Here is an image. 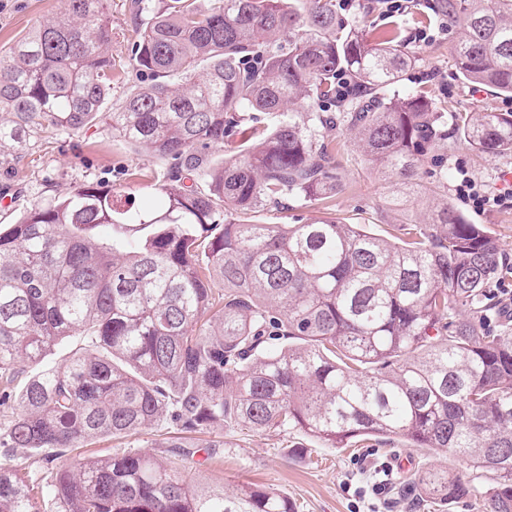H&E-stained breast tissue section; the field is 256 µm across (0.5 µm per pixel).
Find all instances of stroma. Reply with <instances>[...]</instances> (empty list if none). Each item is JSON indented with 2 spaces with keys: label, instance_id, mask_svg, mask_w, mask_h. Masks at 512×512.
<instances>
[{
  "label": "stroma",
  "instance_id": "stroma-1",
  "mask_svg": "<svg viewBox=\"0 0 512 512\" xmlns=\"http://www.w3.org/2000/svg\"><path fill=\"white\" fill-rule=\"evenodd\" d=\"M131 0H110L112 11L111 103L123 99L134 81L132 50L137 40L130 17ZM58 0H0V55L5 54L37 22L55 13ZM348 24L363 27L376 36L380 27L396 24L402 47L412 64L396 91L420 89L439 111L511 112L512 99L485 87L465 84L459 76L453 47L464 34L467 20L457 16L448 30L437 33V17L422 0H412L407 11L393 18L380 16L372 0H354L340 11ZM435 31L433 40L411 42L416 29ZM325 139L339 149L341 189L328 199L289 202L256 214L261 224H307L333 218L346 224H364L387 238L400 236L405 224L426 221L429 202L446 199L471 223L484 225L495 238L501 260L512 262V207L475 211L455 193L458 170H466L484 187L502 185L512 173V155L488 158L458 136L442 141L433 157L425 160L416 182L418 191H407L395 181L380 176L363 152L354 130L340 124L324 130ZM163 165L143 147L133 148L114 137L105 123L96 122L77 131L51 124L31 137L27 146L0 162V224H13L33 201L63 197L85 183L99 181L111 187L115 198L139 206L154 192L153 176ZM145 451L159 460L180 466L193 483L221 487L232 493L243 486L280 490L297 512H489L487 479L470 471L456 455L437 456L403 441L368 448H330L316 438L296 431L253 432L237 424L186 434L171 421L126 436L107 437L80 448L69 449L76 461L121 456ZM384 466L394 487L408 484L417 473L443 467L472 479L475 496L442 506L427 496L412 506L399 505L393 492L379 496L361 494L362 469Z\"/></svg>",
  "mask_w": 512,
  "mask_h": 512
}]
</instances>
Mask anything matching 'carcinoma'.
Wrapping results in <instances>:
<instances>
[{
	"mask_svg": "<svg viewBox=\"0 0 512 512\" xmlns=\"http://www.w3.org/2000/svg\"><path fill=\"white\" fill-rule=\"evenodd\" d=\"M132 83L113 112L109 0H60L0 60V154L48 121L106 119L121 141L166 162L158 203L118 210L88 183L33 202L0 229V447L46 452L51 479L0 464V512H295L288 496L196 486L148 453L72 463L66 449L167 418L184 432L226 423L296 430L331 448L402 438L494 477L492 512H512V332L476 314L499 270L496 242L443 202L393 241L333 218L256 224L290 197L340 188L343 123L383 173L412 179L448 136L423 91L387 96L412 59L388 25L372 44L336 0H132ZM462 14L461 78L512 97V0H438ZM356 91L336 95V77ZM479 153H512V112L451 113ZM235 137L220 163L210 152ZM192 177V185L183 174ZM224 287L216 294L215 284ZM90 344L14 380L69 336ZM425 495L471 496L430 468Z\"/></svg>",
	"mask_w": 512,
	"mask_h": 512,
	"instance_id": "obj_1",
	"label": "carcinoma"
}]
</instances>
